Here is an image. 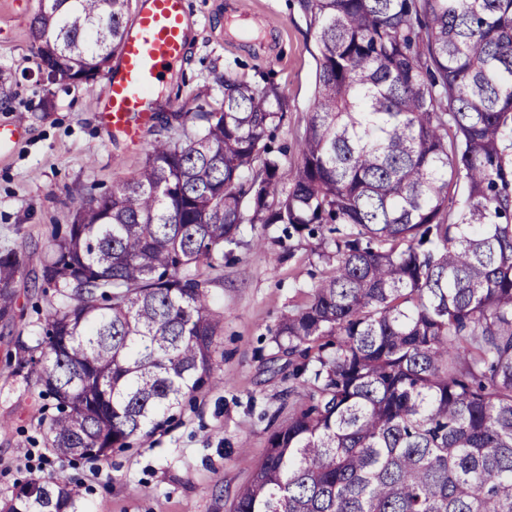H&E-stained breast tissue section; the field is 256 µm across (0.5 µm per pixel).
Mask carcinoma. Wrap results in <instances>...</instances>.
Segmentation results:
<instances>
[{
    "instance_id": "obj_1",
    "label": "carcinoma",
    "mask_w": 512,
    "mask_h": 512,
    "mask_svg": "<svg viewBox=\"0 0 512 512\" xmlns=\"http://www.w3.org/2000/svg\"><path fill=\"white\" fill-rule=\"evenodd\" d=\"M315 91L287 170L271 81L224 75L176 112L104 196L83 191L42 264L69 303L30 375L55 400L47 448L107 459L219 385L224 315L206 285L241 225L317 237L334 262L283 316L303 400L270 433L230 512H512V0H304ZM130 0H39L38 65L95 86ZM18 251L0 250V320ZM26 482L0 512H76Z\"/></svg>"
}]
</instances>
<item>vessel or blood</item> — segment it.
<instances>
[{
	"mask_svg": "<svg viewBox=\"0 0 512 512\" xmlns=\"http://www.w3.org/2000/svg\"><path fill=\"white\" fill-rule=\"evenodd\" d=\"M189 17L187 0H145L97 96L101 123L130 143H138L142 127L153 121L152 88L185 53Z\"/></svg>",
	"mask_w": 512,
	"mask_h": 512,
	"instance_id": "vessel-or-blood-1",
	"label": "vessel or blood"
}]
</instances>
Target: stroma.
Segmentation results:
<instances>
[{
	"label": "stroma",
	"instance_id": "obj_1",
	"mask_svg": "<svg viewBox=\"0 0 512 512\" xmlns=\"http://www.w3.org/2000/svg\"><path fill=\"white\" fill-rule=\"evenodd\" d=\"M189 4L185 58L155 94L161 119L133 145L99 123L86 85L43 81L29 30L38 0H0V75L10 88L0 123L20 129L0 156V248H17L25 269L14 316L0 320V501L28 480L62 474L78 491L80 512H229L265 452L272 414L299 401L288 393V356L271 331L304 306L328 265L318 240L286 237L277 224L243 225L245 246L209 286L212 307L224 313L216 357L222 384L194 393L165 429L134 447L106 460L54 456L42 423L54 401L21 363L24 347L41 341L46 313L65 301L38 273L71 222L74 189L111 193L164 132L163 116L220 98L225 74L270 77L288 104L275 143L288 149L286 166L299 162L317 67L300 0Z\"/></svg>",
	"mask_w": 512,
	"mask_h": 512
}]
</instances>
